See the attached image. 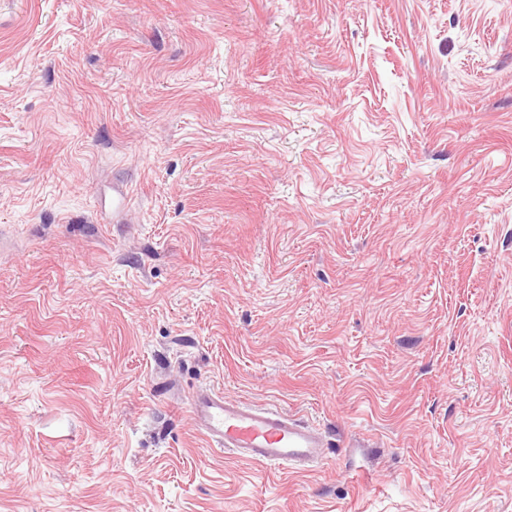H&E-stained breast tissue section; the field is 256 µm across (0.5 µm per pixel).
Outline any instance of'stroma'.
<instances>
[{"label": "stroma", "mask_w": 512, "mask_h": 512, "mask_svg": "<svg viewBox=\"0 0 512 512\" xmlns=\"http://www.w3.org/2000/svg\"><path fill=\"white\" fill-rule=\"evenodd\" d=\"M0 512H512V0H0ZM189 414L208 443L240 459L288 465L300 472L320 464L329 448V443L299 419L263 407L230 403L212 392L196 394Z\"/></svg>", "instance_id": "stroma-1"}]
</instances>
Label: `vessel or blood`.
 <instances>
[{"instance_id": "vessel-or-blood-1", "label": "vessel or blood", "mask_w": 512, "mask_h": 512, "mask_svg": "<svg viewBox=\"0 0 512 512\" xmlns=\"http://www.w3.org/2000/svg\"><path fill=\"white\" fill-rule=\"evenodd\" d=\"M190 417L212 446L234 457L308 470L326 456V441L292 416L263 407L230 403L212 392L196 394Z\"/></svg>"}]
</instances>
